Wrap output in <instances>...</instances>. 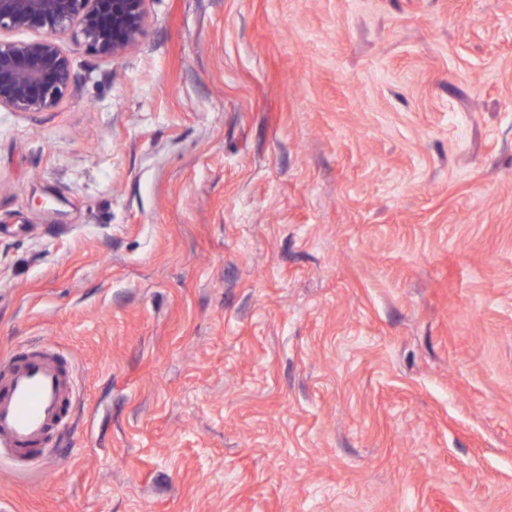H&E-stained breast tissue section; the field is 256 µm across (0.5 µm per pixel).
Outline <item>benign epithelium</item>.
<instances>
[{
	"mask_svg": "<svg viewBox=\"0 0 512 512\" xmlns=\"http://www.w3.org/2000/svg\"><path fill=\"white\" fill-rule=\"evenodd\" d=\"M149 0H0V32L43 29L31 41L0 37V109L43 112L55 107L72 84L68 57L56 35L78 25L88 48L123 55L148 24Z\"/></svg>",
	"mask_w": 512,
	"mask_h": 512,
	"instance_id": "benign-epithelium-1",
	"label": "benign epithelium"
}]
</instances>
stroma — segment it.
<instances>
[{
    "mask_svg": "<svg viewBox=\"0 0 512 512\" xmlns=\"http://www.w3.org/2000/svg\"><path fill=\"white\" fill-rule=\"evenodd\" d=\"M0 111V358L76 401L8 512H512V0H150Z\"/></svg>",
    "mask_w": 512,
    "mask_h": 512,
    "instance_id": "35a3bbf8",
    "label": "stroma"
}]
</instances>
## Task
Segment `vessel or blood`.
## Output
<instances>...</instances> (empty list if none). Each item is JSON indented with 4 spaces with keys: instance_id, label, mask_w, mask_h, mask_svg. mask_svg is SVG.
Masks as SVG:
<instances>
[{
    "instance_id": "obj_1",
    "label": "vessel or blood",
    "mask_w": 512,
    "mask_h": 512,
    "mask_svg": "<svg viewBox=\"0 0 512 512\" xmlns=\"http://www.w3.org/2000/svg\"><path fill=\"white\" fill-rule=\"evenodd\" d=\"M72 364L58 353L0 360V456L27 462L47 448L74 401Z\"/></svg>"
}]
</instances>
